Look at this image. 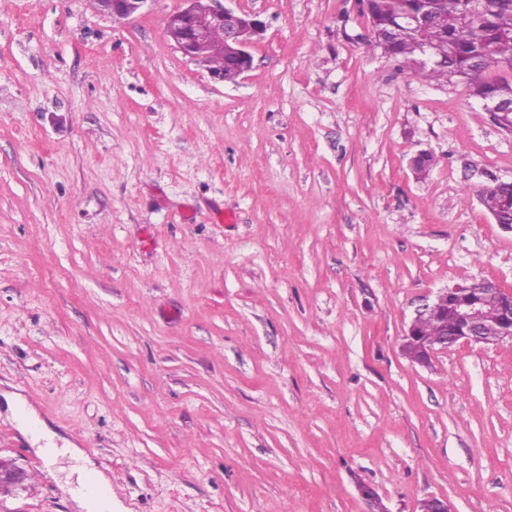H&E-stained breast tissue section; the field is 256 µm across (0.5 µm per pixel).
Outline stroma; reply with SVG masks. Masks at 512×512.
Returning <instances> with one entry per match:
<instances>
[{
	"mask_svg": "<svg viewBox=\"0 0 512 512\" xmlns=\"http://www.w3.org/2000/svg\"><path fill=\"white\" fill-rule=\"evenodd\" d=\"M182 6L0 0V512L78 509L14 394L112 512H512V341L401 352L424 297L512 291L463 168L512 179V134L355 42L357 0H233L266 24L233 82L167 39ZM102 12L122 20L139 14L148 0H98Z\"/></svg>",
	"mask_w": 512,
	"mask_h": 512,
	"instance_id": "obj_1",
	"label": "stroma"
}]
</instances>
